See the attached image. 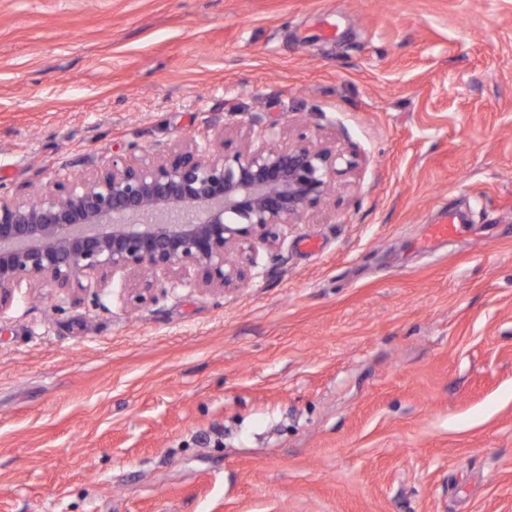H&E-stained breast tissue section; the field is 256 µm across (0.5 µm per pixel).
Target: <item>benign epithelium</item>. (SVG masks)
<instances>
[{
	"label": "benign epithelium",
	"mask_w": 512,
	"mask_h": 512,
	"mask_svg": "<svg viewBox=\"0 0 512 512\" xmlns=\"http://www.w3.org/2000/svg\"><path fill=\"white\" fill-rule=\"evenodd\" d=\"M252 138L183 139L34 198L0 194V313L16 291L43 285L99 303L118 280L133 306L186 279L205 292L238 288L256 246L278 251L282 227L330 197L337 166L356 167L321 143Z\"/></svg>",
	"instance_id": "7a95c632"
}]
</instances>
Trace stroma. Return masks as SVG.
I'll return each instance as SVG.
<instances>
[{
	"label": "stroma",
	"instance_id": "1",
	"mask_svg": "<svg viewBox=\"0 0 512 512\" xmlns=\"http://www.w3.org/2000/svg\"><path fill=\"white\" fill-rule=\"evenodd\" d=\"M242 125L357 167L237 290L16 293L0 512H512V0H0V191Z\"/></svg>",
	"mask_w": 512,
	"mask_h": 512
}]
</instances>
